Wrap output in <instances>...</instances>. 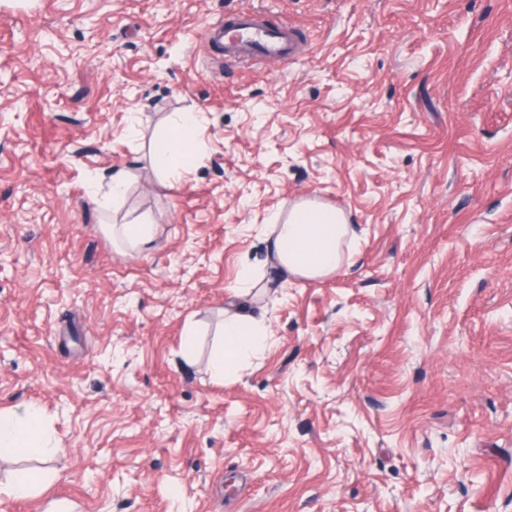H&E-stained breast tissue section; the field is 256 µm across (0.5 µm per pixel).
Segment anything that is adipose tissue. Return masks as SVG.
<instances>
[{"label":"adipose tissue","mask_w":512,"mask_h":512,"mask_svg":"<svg viewBox=\"0 0 512 512\" xmlns=\"http://www.w3.org/2000/svg\"><path fill=\"white\" fill-rule=\"evenodd\" d=\"M200 115L182 113L170 132L153 145L152 161L162 173L190 171L195 151ZM273 259L286 274L318 280L336 272L345 262L343 243L351 228L347 215L336 208L305 202L295 206L287 219L273 225ZM223 347L214 356L211 368L223 376L230 366H243L263 353L268 336L240 302L224 312ZM55 451V438L38 408L0 411V460H9L30 449Z\"/></svg>","instance_id":"obj_1"}]
</instances>
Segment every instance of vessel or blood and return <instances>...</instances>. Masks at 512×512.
Instances as JSON below:
<instances>
[{"mask_svg":"<svg viewBox=\"0 0 512 512\" xmlns=\"http://www.w3.org/2000/svg\"><path fill=\"white\" fill-rule=\"evenodd\" d=\"M224 41V59L239 65H252L270 55L292 56L291 27L258 10L225 20L217 30Z\"/></svg>","mask_w":512,"mask_h":512,"instance_id":"vessel-or-blood-1","label":"vessel or blood"}]
</instances>
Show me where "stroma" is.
<instances>
[{
    "mask_svg": "<svg viewBox=\"0 0 512 512\" xmlns=\"http://www.w3.org/2000/svg\"><path fill=\"white\" fill-rule=\"evenodd\" d=\"M256 9L297 54L218 66ZM181 112L186 178L151 161ZM304 200L354 229L316 281L268 258ZM246 266L270 345L218 379ZM29 405L60 449L0 463V512H512V0H0V409ZM116 226L117 225H113V227L109 229L113 237L114 235L122 236L136 245L145 244L151 238L148 224H122L120 227Z\"/></svg>",
    "mask_w": 512,
    "mask_h": 512,
    "instance_id": "obj_1",
    "label": "stroma"
}]
</instances>
